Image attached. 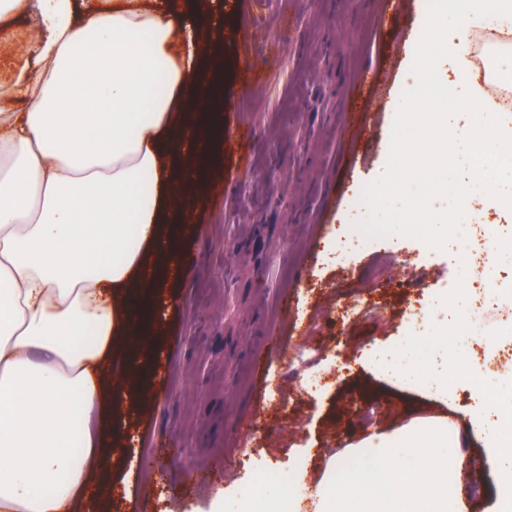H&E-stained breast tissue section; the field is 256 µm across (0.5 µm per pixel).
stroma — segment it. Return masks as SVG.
Wrapping results in <instances>:
<instances>
[{"label":"stroma","instance_id":"35a3bbf8","mask_svg":"<svg viewBox=\"0 0 512 512\" xmlns=\"http://www.w3.org/2000/svg\"><path fill=\"white\" fill-rule=\"evenodd\" d=\"M436 0H409L389 17L386 0H224V137L252 129L250 158L224 157L223 193L204 189L191 217L201 226L182 246L183 276L163 288L173 299L160 352L147 373L166 367L158 396L124 399L112 426L116 443L102 475L112 495L94 512H235L238 489L259 466L307 465V486L331 472L340 448H355L376 431L397 433L433 421L453 422L469 466L457 492L463 512H497L500 484L483 464L484 445L470 428L472 382L453 383L451 400L373 366L374 351L395 349L411 334L397 309L401 289L420 285L429 304L456 300L454 256L395 236L355 253L347 267L331 260L340 223L358 222L363 187L382 172L402 75L420 38L413 18ZM250 62L257 83L242 87ZM376 71L383 91L368 106L367 130L342 133V102L364 71ZM413 263H405V252ZM293 304L282 312L278 299ZM342 300L348 318L328 310ZM286 335L270 381L253 386L249 353L263 350L265 323ZM328 372L321 390L298 383L311 369ZM254 413L261 431L236 429ZM179 445L178 458L141 462L156 439Z\"/></svg>","mask_w":512,"mask_h":512}]
</instances>
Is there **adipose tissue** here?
<instances>
[{
    "label": "adipose tissue",
    "mask_w": 512,
    "mask_h": 512,
    "mask_svg": "<svg viewBox=\"0 0 512 512\" xmlns=\"http://www.w3.org/2000/svg\"><path fill=\"white\" fill-rule=\"evenodd\" d=\"M511 15L512 0H437L422 33L445 45L440 95L459 138L486 111L468 38ZM223 27L222 0H0V45L27 59L0 99V512H74L112 493L91 485L112 423L104 382L144 391L136 364L113 373L112 346L149 352L166 317L157 288L224 137L209 49ZM471 422L512 475L484 398Z\"/></svg>",
    "instance_id": "adipose-tissue-1"
}]
</instances>
